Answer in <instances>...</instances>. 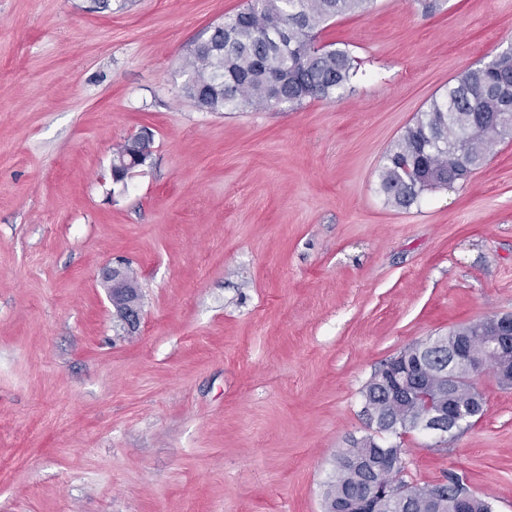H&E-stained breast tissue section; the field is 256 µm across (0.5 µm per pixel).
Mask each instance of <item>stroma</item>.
Instances as JSON below:
<instances>
[{
    "label": "stroma",
    "instance_id": "1",
    "mask_svg": "<svg viewBox=\"0 0 512 512\" xmlns=\"http://www.w3.org/2000/svg\"><path fill=\"white\" fill-rule=\"evenodd\" d=\"M108 3L0 0V512H324L374 373L512 314V136L409 209L379 186L418 111L512 44V0H374L318 31L353 58L339 101L245 112L181 88L246 0ZM121 262L131 334L101 277ZM477 387L474 425L405 437L404 477L512 512V390ZM127 153V154H126ZM151 140L131 138L127 140L123 145L118 147L113 153L112 164H111V175L112 171L117 175L127 174L126 164L132 157H141L143 162L146 163L147 159L151 155ZM125 154V155H124Z\"/></svg>",
    "mask_w": 512,
    "mask_h": 512
}]
</instances>
